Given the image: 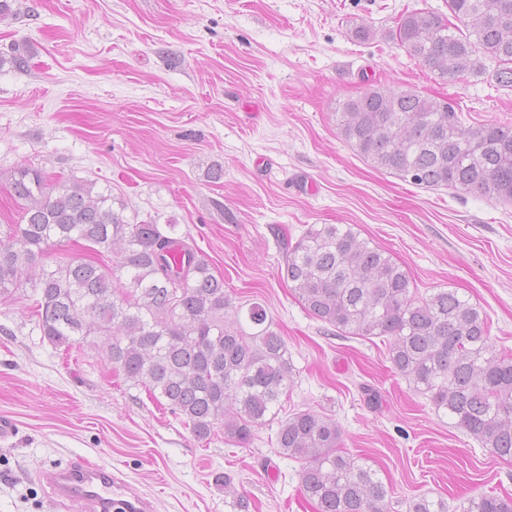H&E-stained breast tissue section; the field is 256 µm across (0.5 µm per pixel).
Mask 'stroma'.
<instances>
[{
    "label": "stroma",
    "mask_w": 512,
    "mask_h": 512,
    "mask_svg": "<svg viewBox=\"0 0 512 512\" xmlns=\"http://www.w3.org/2000/svg\"><path fill=\"white\" fill-rule=\"evenodd\" d=\"M0 23V224L20 219L7 177L29 166L111 188L125 220L175 227L223 277L247 319L261 306L297 378L290 399L336 420L343 448L393 487L385 512L428 494L456 508L512 497L495 457L427 395L391 372L382 339L336 334L281 277L288 241L311 224H349L408 271L420 296L457 289L512 350V204L428 190L378 170L340 136L344 99L374 87L455 103L469 125H512V90L448 82L392 42L360 41L408 9L447 0H11ZM25 66H16V59ZM220 179H212L214 169ZM28 290L0 299V512H83L41 470L78 458L122 473L157 512H315L277 421L237 444L198 440L131 386L91 336L73 356L43 341Z\"/></svg>",
    "instance_id": "obj_1"
}]
</instances>
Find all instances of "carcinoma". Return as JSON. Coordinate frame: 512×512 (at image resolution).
I'll return each instance as SVG.
<instances>
[{
    "instance_id": "1",
    "label": "carcinoma",
    "mask_w": 512,
    "mask_h": 512,
    "mask_svg": "<svg viewBox=\"0 0 512 512\" xmlns=\"http://www.w3.org/2000/svg\"><path fill=\"white\" fill-rule=\"evenodd\" d=\"M451 17L412 10L388 40L446 81L487 75L512 87V0H448ZM340 136L373 167L425 189L448 188L512 203V126L465 125L443 98L370 89L344 100ZM21 221L0 228V299L29 287L41 336L71 352L103 338L113 367L200 440L215 425L240 444L278 415L295 385L281 336L259 306L252 331L230 314L224 278L155 220L130 223L112 190L50 179L20 166L8 176ZM83 244L98 259L75 261ZM181 248L171 265L167 252ZM54 263H42L49 249ZM112 254V264L99 259ZM281 274L313 318L342 334L382 337L397 374L482 447L512 461V352L497 354L479 308L450 288L417 296L408 273L349 224H311L288 243ZM280 453L299 462L316 512H384L392 492L342 451L335 419L293 409L278 421ZM408 512H448L425 494ZM461 512H512V498L481 493Z\"/></svg>"
}]
</instances>
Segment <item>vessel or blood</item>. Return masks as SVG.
I'll list each match as a JSON object with an SVG mask.
<instances>
[{"label": "vessel or blood", "instance_id": "obj_1", "mask_svg": "<svg viewBox=\"0 0 512 512\" xmlns=\"http://www.w3.org/2000/svg\"><path fill=\"white\" fill-rule=\"evenodd\" d=\"M56 496L86 506L88 512H155L154 501L133 490L111 467L87 459L44 473Z\"/></svg>", "mask_w": 512, "mask_h": 512}]
</instances>
